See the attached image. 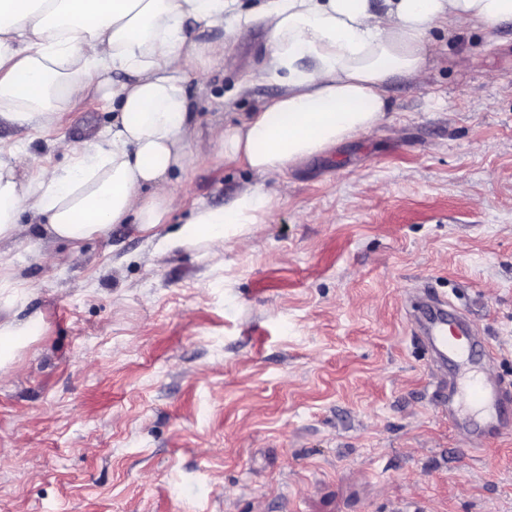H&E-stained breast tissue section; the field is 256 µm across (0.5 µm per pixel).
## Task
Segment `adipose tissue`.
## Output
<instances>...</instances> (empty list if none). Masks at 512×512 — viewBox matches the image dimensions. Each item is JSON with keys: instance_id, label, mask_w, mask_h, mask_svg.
Here are the masks:
<instances>
[{"instance_id": "obj_1", "label": "adipose tissue", "mask_w": 512, "mask_h": 512, "mask_svg": "<svg viewBox=\"0 0 512 512\" xmlns=\"http://www.w3.org/2000/svg\"><path fill=\"white\" fill-rule=\"evenodd\" d=\"M190 20L221 27L232 40L265 24V73L281 87L251 119L207 144L197 139L186 79L213 48L192 39ZM505 21L512 0H265L257 11L238 0H0V120L40 129L92 94L114 111L99 139L58 141L71 157L66 167L26 180L21 151L0 146V241L19 231L23 211L70 244L64 262L112 225L152 231L179 204L171 174L212 148L257 174H280L377 125L389 108L387 83L422 72L430 29ZM116 71L132 82L113 81ZM270 214L269 200L248 188L222 208L198 205L170 242H238ZM38 328L32 317L0 319V377L12 373Z\"/></svg>"}]
</instances>
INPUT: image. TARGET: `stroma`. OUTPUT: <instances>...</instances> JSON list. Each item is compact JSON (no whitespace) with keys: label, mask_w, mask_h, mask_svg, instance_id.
I'll return each instance as SVG.
<instances>
[{"label":"stroma","mask_w":512,"mask_h":512,"mask_svg":"<svg viewBox=\"0 0 512 512\" xmlns=\"http://www.w3.org/2000/svg\"><path fill=\"white\" fill-rule=\"evenodd\" d=\"M190 32L235 61L188 73L206 140L280 88L264 25ZM425 56L381 123L277 177L197 160L156 236L116 224L61 265L65 242L19 232L39 330L0 380V512H512V431L461 438L409 316L429 284L512 383V22L432 28ZM111 120L91 96L43 130L1 121L0 144L28 178ZM250 187L273 218L243 242L159 246Z\"/></svg>","instance_id":"stroma-1"}]
</instances>
